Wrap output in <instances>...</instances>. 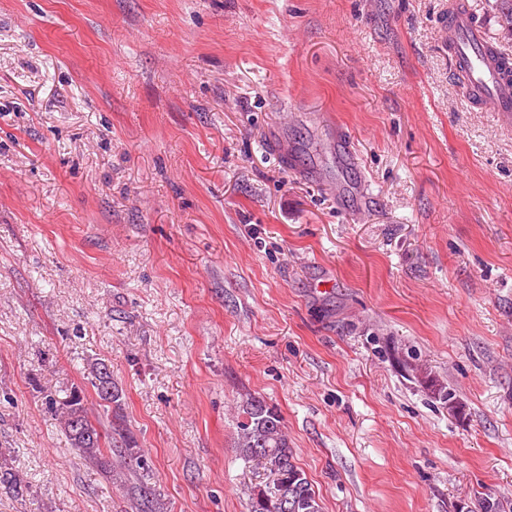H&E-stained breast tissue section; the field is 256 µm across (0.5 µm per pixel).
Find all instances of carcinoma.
<instances>
[{
  "label": "carcinoma",
  "mask_w": 512,
  "mask_h": 512,
  "mask_svg": "<svg viewBox=\"0 0 512 512\" xmlns=\"http://www.w3.org/2000/svg\"><path fill=\"white\" fill-rule=\"evenodd\" d=\"M91 384L106 412L119 419L120 393L112 382V372L100 360L91 365ZM47 407L54 411L61 430L83 459L91 464H108L105 453L120 459L135 474L136 482L130 487L148 506L146 512H156L160 503L149 486V465L143 458L136 441L119 430L102 428L101 422L92 421L84 404L82 390L74 388L59 401L53 394L45 395ZM242 420L238 422L237 448L246 462L261 461L272 476L271 481L253 494L249 512H283L282 503L292 501L297 512H322L319 498L305 473L297 466L285 431L283 418L275 407L263 398L250 393L242 397L238 406ZM28 485L10 470H0V491L20 495Z\"/></svg>",
  "instance_id": "1"
}]
</instances>
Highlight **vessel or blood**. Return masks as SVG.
I'll return each instance as SVG.
<instances>
[{"label": "vessel or blood", "mask_w": 512, "mask_h": 512, "mask_svg": "<svg viewBox=\"0 0 512 512\" xmlns=\"http://www.w3.org/2000/svg\"><path fill=\"white\" fill-rule=\"evenodd\" d=\"M444 28L462 93L484 111L499 113L511 121L512 57L491 58L492 44L465 0H448Z\"/></svg>", "instance_id": "b4317fda"}]
</instances>
